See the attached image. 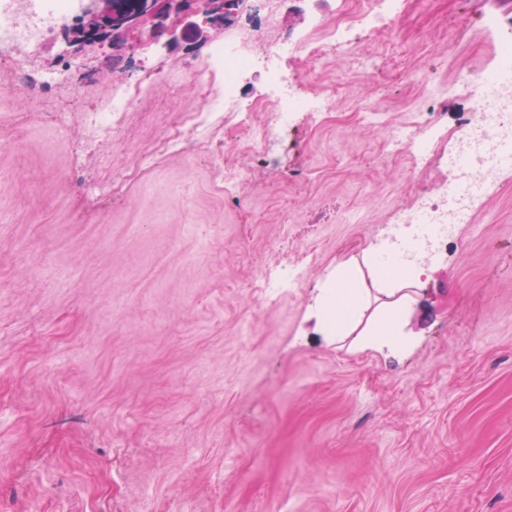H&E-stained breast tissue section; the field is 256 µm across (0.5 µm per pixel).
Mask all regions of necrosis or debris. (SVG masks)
<instances>
[{"label":"necrosis or debris","instance_id":"4bbe7bcc","mask_svg":"<svg viewBox=\"0 0 512 512\" xmlns=\"http://www.w3.org/2000/svg\"><path fill=\"white\" fill-rule=\"evenodd\" d=\"M405 5L406 0H370L369 9L354 19L339 17L322 40L301 35L249 46L239 36L227 34L202 62L188 60L178 68L143 64L140 71L113 84L107 107L83 110L73 101L78 96H95L99 87L96 71L72 61L52 70L38 66L47 41L77 17L80 0H0V49L11 52L8 67L0 70V91L48 98L43 120L57 126L78 121L83 128L81 152L88 155L99 152L123 128L149 88L161 83L170 93H178L185 73L191 71L203 107L184 111L180 128L164 133L151 150L135 156L134 170L148 169L157 157L178 152L186 138L206 144L217 129L228 124L246 130L247 147L262 162L299 114L318 124L324 113L336 107L333 93H302L288 78L290 61L306 53L320 62L339 48L352 58L356 74L370 78L380 64L373 58L356 57L355 45L362 34L380 26L398 32ZM496 55L494 66L467 74L463 89L472 108L449 134L436 133L435 114L430 110L412 113L406 121L392 125L380 111L363 110V119L387 126V158L409 156L412 177L437 169L441 160L437 147L442 142L460 163L461 179L448 183L438 197L418 196L403 217L408 230L396 238L394 248L401 258L411 257L420 244L429 251L445 246L457 224L463 223L474 191L494 182L503 166L512 162V38L498 39ZM249 75L264 76L268 85L256 103L270 100L275 104L274 111L261 118L255 115V103L243 102L236 94L240 80Z\"/></svg>","mask_w":512,"mask_h":512}]
</instances>
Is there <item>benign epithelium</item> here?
<instances>
[{"mask_svg": "<svg viewBox=\"0 0 512 512\" xmlns=\"http://www.w3.org/2000/svg\"><path fill=\"white\" fill-rule=\"evenodd\" d=\"M83 16L95 18L98 24L83 31H71L66 41L71 53L79 56L110 45L114 48L132 49L130 34L152 24L158 37H166L165 45L179 41H193L203 37L205 30L194 21L201 16L207 24L224 22L233 9L231 0H146L135 14L104 10L102 0H84Z\"/></svg>", "mask_w": 512, "mask_h": 512, "instance_id": "obj_1", "label": "benign epithelium"}]
</instances>
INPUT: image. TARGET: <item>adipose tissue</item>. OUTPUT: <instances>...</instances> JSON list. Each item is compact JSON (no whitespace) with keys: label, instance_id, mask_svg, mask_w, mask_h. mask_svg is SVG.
Instances as JSON below:
<instances>
[{"label":"adipose tissue","instance_id":"adipose-tissue-1","mask_svg":"<svg viewBox=\"0 0 512 512\" xmlns=\"http://www.w3.org/2000/svg\"><path fill=\"white\" fill-rule=\"evenodd\" d=\"M365 262L372 270V283H365L352 267L338 265L318 284L310 314L324 332L340 335L356 323L370 300H377L380 311L366 344L398 351L407 342L401 328L417 302L415 287L421 264L413 261L408 269H401L399 262L389 258L382 247L368 251Z\"/></svg>","mask_w":512,"mask_h":512}]
</instances>
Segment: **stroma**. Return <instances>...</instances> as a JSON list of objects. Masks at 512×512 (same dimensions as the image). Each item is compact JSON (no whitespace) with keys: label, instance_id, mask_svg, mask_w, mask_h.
Instances as JSON below:
<instances>
[{"label":"stroma","instance_id":"obj_1","mask_svg":"<svg viewBox=\"0 0 512 512\" xmlns=\"http://www.w3.org/2000/svg\"><path fill=\"white\" fill-rule=\"evenodd\" d=\"M365 2L272 0L189 44L152 49L145 30L139 49L85 62L114 83L149 56L176 67L227 32L300 35ZM510 14L512 0H409L400 39L379 28L356 47L380 59L374 78L340 50L316 71L291 64L337 105L299 119L268 164L228 128L185 139L107 204L68 176L81 127L0 94V512H512V168L428 260L401 357L307 318L336 265L369 276L397 211L455 177L385 159L387 132L359 107L399 123L433 99L452 129L471 106L458 78L492 63L489 20ZM202 105L193 78L154 86L83 179L111 183ZM214 155L248 171L240 200ZM300 259L305 287L262 298L260 271Z\"/></svg>","mask_w":512,"mask_h":512}]
</instances>
